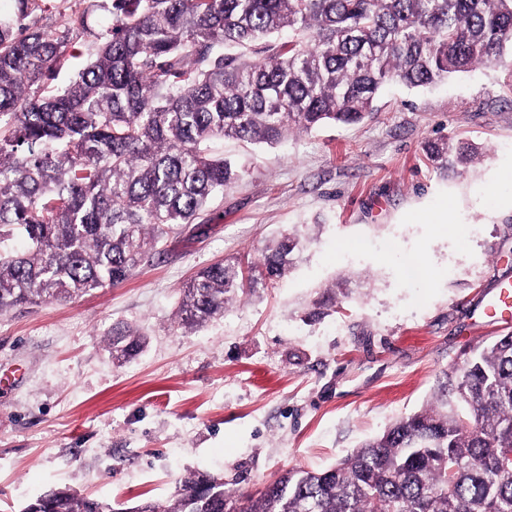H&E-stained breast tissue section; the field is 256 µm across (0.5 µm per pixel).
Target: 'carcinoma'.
<instances>
[{"label":"carcinoma","mask_w":512,"mask_h":512,"mask_svg":"<svg viewBox=\"0 0 512 512\" xmlns=\"http://www.w3.org/2000/svg\"><path fill=\"white\" fill-rule=\"evenodd\" d=\"M15 2L0 17V312L126 281L242 176L215 141L274 145L359 123L389 82L430 87L512 50V0H107L94 53L59 89L50 81L84 19L46 29L27 22L38 0ZM426 152L444 170L479 155L468 142ZM301 249L290 233L245 278L222 261L201 269L181 289L177 327L282 278ZM145 343L127 323L105 337L119 363ZM445 377L437 404L256 497L197 472L167 504L115 508L55 488L22 512H512V334Z\"/></svg>","instance_id":"1"}]
</instances>
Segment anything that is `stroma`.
<instances>
[{
    "mask_svg": "<svg viewBox=\"0 0 512 512\" xmlns=\"http://www.w3.org/2000/svg\"><path fill=\"white\" fill-rule=\"evenodd\" d=\"M101 2L44 0L32 19L83 16L98 31ZM460 138L479 146L475 163H428V141ZM215 149L245 175L130 279L0 313V376L13 380L0 390V512L57 486L130 506L167 502L196 472L255 494L286 471L327 469L512 332L484 315L512 283V64L389 85L356 125ZM288 232L304 248L284 278L202 328L175 327L195 272L247 269ZM116 323L149 338L123 364L104 344Z\"/></svg>",
    "mask_w": 512,
    "mask_h": 512,
    "instance_id": "1",
    "label": "stroma"
}]
</instances>
